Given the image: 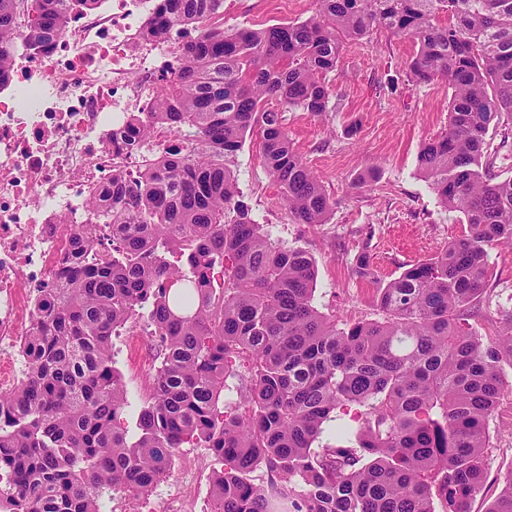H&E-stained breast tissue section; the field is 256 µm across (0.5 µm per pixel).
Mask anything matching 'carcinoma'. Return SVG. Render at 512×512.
Returning <instances> with one entry per match:
<instances>
[{"instance_id": "carcinoma-1", "label": "carcinoma", "mask_w": 512, "mask_h": 512, "mask_svg": "<svg viewBox=\"0 0 512 512\" xmlns=\"http://www.w3.org/2000/svg\"><path fill=\"white\" fill-rule=\"evenodd\" d=\"M97 0H0V86ZM301 22L224 30V0H158L151 40L196 30L135 137L161 123L187 149L112 179L74 229L65 282L41 299L25 381L0 394V473L14 512H105L120 486L145 495L174 451L209 449L214 512H468L484 482L487 424L512 372V311L487 338L469 317L490 250L512 246V177L491 155L512 142V0H316ZM414 39L407 76L444 78L448 129L418 166L462 234L378 289V319L336 323L313 304L317 269L271 239L237 188L232 159L257 133L294 219L332 208L274 101L330 111L327 73L375 31ZM503 128L492 145L490 130ZM359 278L373 276L359 254ZM144 318L160 359L131 433L112 336ZM332 435L341 443H322ZM488 512H512V481Z\"/></svg>"}]
</instances>
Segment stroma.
<instances>
[{"instance_id": "obj_1", "label": "stroma", "mask_w": 512, "mask_h": 512, "mask_svg": "<svg viewBox=\"0 0 512 512\" xmlns=\"http://www.w3.org/2000/svg\"><path fill=\"white\" fill-rule=\"evenodd\" d=\"M315 9L314 0H302L297 8L288 0H224V27L303 21ZM414 49L410 38L385 32L349 44L328 75L330 112L317 117L285 110L290 138L334 203L325 223H296L262 165L258 140H246L234 158L239 191L255 219L269 227L273 238L310 253L317 267L314 304L341 321L375 318L379 284L435 254L461 231L456 214L440 206L417 163L424 142L448 127L452 90L443 79L407 81L404 69ZM371 167L377 170L375 183L358 187V178ZM363 251L375 279L358 278L352 271ZM489 266V287L471 325L493 337L502 330L499 309L512 308V249H492ZM113 351L127 390L121 422L131 427L143 402L144 381L158 361L152 338L139 322L121 329ZM488 432L487 475L470 512H488L512 476V390L505 391ZM217 467L208 449L179 448L170 474L153 493L135 497L117 488L109 503L132 512H167V491L175 486L182 490V512H211L210 476Z\"/></svg>"}]
</instances>
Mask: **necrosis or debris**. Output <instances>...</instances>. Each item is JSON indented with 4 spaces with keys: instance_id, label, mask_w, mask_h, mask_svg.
<instances>
[{
    "instance_id": "necrosis-or-debris-1",
    "label": "necrosis or debris",
    "mask_w": 512,
    "mask_h": 512,
    "mask_svg": "<svg viewBox=\"0 0 512 512\" xmlns=\"http://www.w3.org/2000/svg\"><path fill=\"white\" fill-rule=\"evenodd\" d=\"M149 0H99L34 54H16L0 96V392L25 369V337L45 289L57 287L86 203L174 147L164 128L132 145L112 134L151 112L183 40L144 34Z\"/></svg>"
}]
</instances>
